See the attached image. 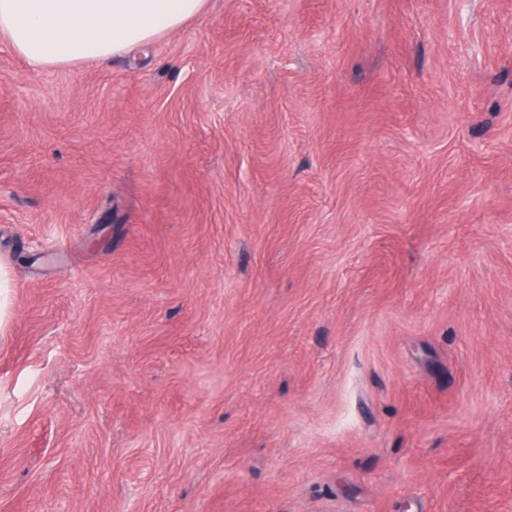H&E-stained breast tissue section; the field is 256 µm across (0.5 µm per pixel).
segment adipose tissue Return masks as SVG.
<instances>
[{
    "label": "adipose tissue",
    "mask_w": 512,
    "mask_h": 512,
    "mask_svg": "<svg viewBox=\"0 0 512 512\" xmlns=\"http://www.w3.org/2000/svg\"><path fill=\"white\" fill-rule=\"evenodd\" d=\"M205 0H0V36L34 71L104 61L201 14Z\"/></svg>",
    "instance_id": "1"
}]
</instances>
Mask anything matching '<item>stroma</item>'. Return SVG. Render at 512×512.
Here are the masks:
<instances>
[{"mask_svg":"<svg viewBox=\"0 0 512 512\" xmlns=\"http://www.w3.org/2000/svg\"><path fill=\"white\" fill-rule=\"evenodd\" d=\"M0 264V512H512V0L0 38Z\"/></svg>","mask_w":512,"mask_h":512,"instance_id":"35a3bbf8","label":"stroma"}]
</instances>
